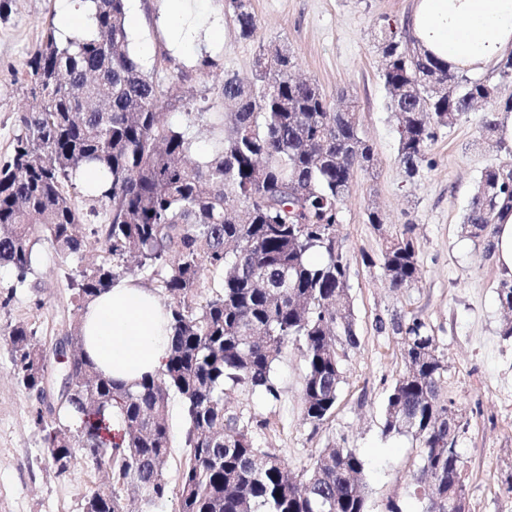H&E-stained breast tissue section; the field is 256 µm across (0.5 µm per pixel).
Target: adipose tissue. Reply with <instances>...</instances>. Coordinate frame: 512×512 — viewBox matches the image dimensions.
Listing matches in <instances>:
<instances>
[{"label": "adipose tissue", "mask_w": 512, "mask_h": 512, "mask_svg": "<svg viewBox=\"0 0 512 512\" xmlns=\"http://www.w3.org/2000/svg\"><path fill=\"white\" fill-rule=\"evenodd\" d=\"M409 29L450 71H482L512 54V0H414ZM82 333L96 368L131 385L162 368L169 312L155 291L120 279L88 304Z\"/></svg>", "instance_id": "ef3b65f1"}]
</instances>
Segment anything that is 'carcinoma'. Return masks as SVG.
<instances>
[{
    "mask_svg": "<svg viewBox=\"0 0 512 512\" xmlns=\"http://www.w3.org/2000/svg\"><path fill=\"white\" fill-rule=\"evenodd\" d=\"M91 35L61 38L46 29L25 62L27 107L9 161L0 166V266L32 270L44 236L64 258L79 257L85 241L80 213L67 188L93 166L84 190L110 211L103 238L114 263L93 264L71 283L83 310L109 290L125 260L141 274L160 275L171 297V339L164 367L133 387L99 372L82 350L80 322L63 326L70 359L66 381L43 413L47 357L27 326L9 335L13 375L33 406V422L50 454L94 470L112 462L117 481L145 504L168 496L165 465L171 450L168 397L183 402L189 458L178 476L176 512H368L364 462L353 448L321 450L297 473L253 432L267 427L236 394L274 400V367L298 344L306 363L303 415L317 430L336 409L344 382L342 356L358 344L347 293L346 252L336 247L342 206L355 171L374 161L360 136L355 107L327 100L315 81L295 78L288 45H260L253 81L226 76L221 84L224 139L192 160L189 127L164 122L161 91L130 51L125 0H90ZM241 38L254 37L250 0H231ZM385 64L388 108L399 132L397 157L407 176L419 172L436 129L450 127L475 104L512 109V54L501 59V83L454 73L429 59L387 23L375 34ZM482 139L505 153L496 113L482 120ZM290 184L312 187L302 198ZM512 198V167L481 172L463 229L491 251L501 202ZM383 268L394 288L418 279L417 245L405 225L387 232ZM217 291L202 306L203 282ZM406 360L388 390L383 432L419 444L413 496L433 512L467 499L456 437L448 433L443 391L445 360L418 318L394 320ZM119 429H112L113 420ZM440 440L451 450L436 447ZM95 512H130L119 491H96Z\"/></svg>",
    "mask_w": 512,
    "mask_h": 512,
    "instance_id": "obj_1",
    "label": "carcinoma"
}]
</instances>
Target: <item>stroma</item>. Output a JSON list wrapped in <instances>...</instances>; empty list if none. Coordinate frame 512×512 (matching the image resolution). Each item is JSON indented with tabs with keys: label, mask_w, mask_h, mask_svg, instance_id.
Instances as JSON below:
<instances>
[{
	"label": "stroma",
	"mask_w": 512,
	"mask_h": 512,
	"mask_svg": "<svg viewBox=\"0 0 512 512\" xmlns=\"http://www.w3.org/2000/svg\"><path fill=\"white\" fill-rule=\"evenodd\" d=\"M164 0H127L131 49L164 92L167 123L198 132V151L224 138V105L218 89L225 75L252 79L258 44L288 43L297 72L315 80L326 98L357 105L361 135L375 161L356 170L345 201L339 234L347 253L348 297L357 348L343 359L345 381L336 411L320 429L302 414L305 362L289 345L276 364L278 399L247 396L257 432L276 448L292 471L312 463L322 448L344 445L365 462L369 512H385L397 502L403 512H422L412 496L418 447L412 437L384 434L387 392L404 367L394 318L424 321L435 336L447 369L443 386L469 427L456 450L463 464L470 512H512V339L501 336L505 313L497 288L502 275L482 245L465 237L461 224L483 169L512 162L492 147L478 146L482 112L438 129L418 175L408 177L397 159L398 133L387 108L381 56L372 32L384 19L406 22L413 0H251L258 22L253 39L239 35L230 0H197L181 25L195 31L192 46H174L159 24ZM76 0H11L0 15V163L11 156L19 132L18 111L26 98L25 62L38 48L48 24ZM221 35L205 39L209 25ZM379 208L388 227L410 225L418 246L419 275L410 288H391L378 256L381 236L367 221ZM38 259L25 284L12 268L0 267V512H83L85 500L116 482L111 470L96 471L75 459L56 475L48 450L32 422V406L12 374L9 333L19 324L34 329L50 346L60 325L77 318L69 283L84 266L105 258L103 241L89 238L82 257L61 258L50 240L37 245ZM171 453L166 475L172 490L145 512H175L177 475L188 458L182 438V403L169 399Z\"/></svg>",
	"instance_id": "stroma-1"
}]
</instances>
